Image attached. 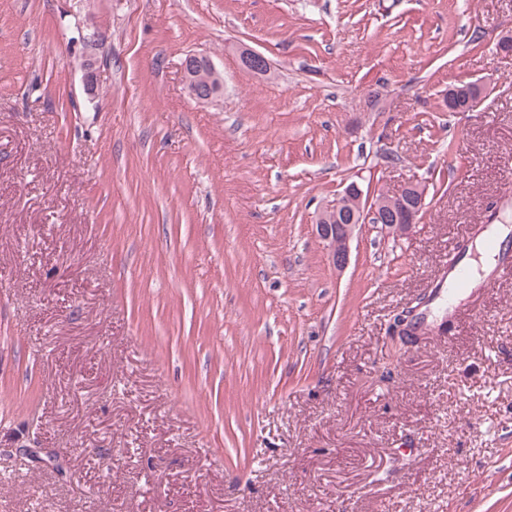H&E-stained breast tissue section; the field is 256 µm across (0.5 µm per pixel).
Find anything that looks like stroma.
Returning a JSON list of instances; mask_svg holds the SVG:
<instances>
[{"mask_svg": "<svg viewBox=\"0 0 512 512\" xmlns=\"http://www.w3.org/2000/svg\"><path fill=\"white\" fill-rule=\"evenodd\" d=\"M508 29L512 0H0V512H512V280L389 336L512 184ZM353 181L425 209L339 271L315 222ZM99 34L93 32L85 38L86 51L82 59V69L85 77V91L93 96L96 91V73L100 64L98 55ZM185 82L191 96L199 101L209 100L212 97V80L217 78L220 85V74L210 59L202 56L190 55L182 63Z\"/></svg>", "mask_w": 512, "mask_h": 512, "instance_id": "obj_1", "label": "stroma"}]
</instances>
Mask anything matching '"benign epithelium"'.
Instances as JSON below:
<instances>
[{
	"label": "benign epithelium",
	"instance_id": "obj_1",
	"mask_svg": "<svg viewBox=\"0 0 512 512\" xmlns=\"http://www.w3.org/2000/svg\"><path fill=\"white\" fill-rule=\"evenodd\" d=\"M99 34L85 38L86 51L82 59L85 91L92 96L96 91V73L100 64L98 55ZM244 65L262 74L271 72L267 58L259 52L243 50ZM185 82L191 96L199 101L212 97V80L220 78L212 61L190 55L182 63ZM426 190L411 183L400 192L379 194L366 202L359 185L352 181L331 207L322 212L316 222V231L333 266L341 271L349 263L350 240L363 217L376 219L389 230L408 232L417 223L425 205Z\"/></svg>",
	"mask_w": 512,
	"mask_h": 512
}]
</instances>
